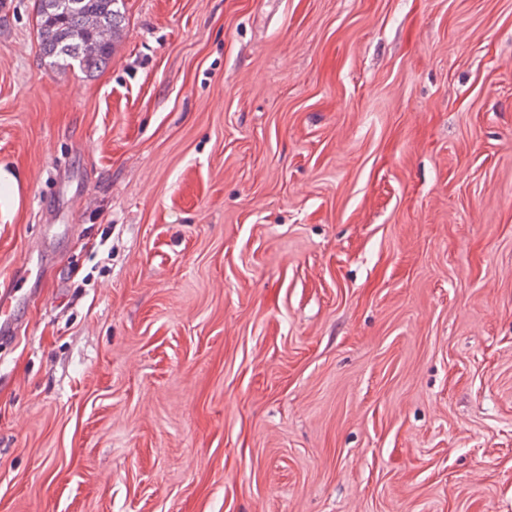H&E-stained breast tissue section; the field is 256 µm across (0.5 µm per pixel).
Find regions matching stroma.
I'll return each instance as SVG.
<instances>
[{
    "label": "stroma",
    "mask_w": 512,
    "mask_h": 512,
    "mask_svg": "<svg viewBox=\"0 0 512 512\" xmlns=\"http://www.w3.org/2000/svg\"><path fill=\"white\" fill-rule=\"evenodd\" d=\"M0 0V512H512V0ZM126 0H36L40 46L55 69L93 74L110 63L125 25ZM19 277L0 284V343L12 342L21 327L15 322L16 311L21 302L31 301L32 297L19 294Z\"/></svg>",
    "instance_id": "stroma-1"
}]
</instances>
